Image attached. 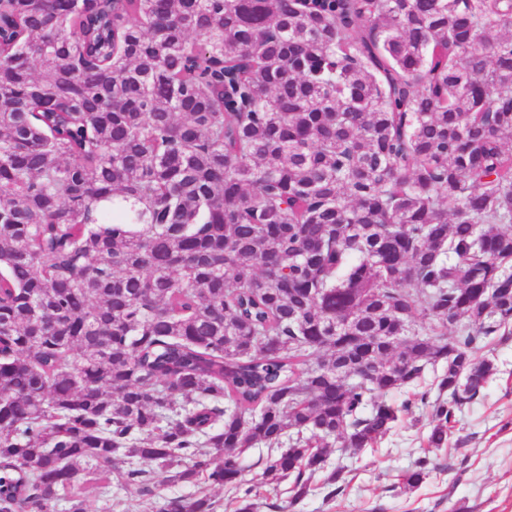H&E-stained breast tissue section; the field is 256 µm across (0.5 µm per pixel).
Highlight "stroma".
Returning <instances> with one entry per match:
<instances>
[{
	"mask_svg": "<svg viewBox=\"0 0 512 512\" xmlns=\"http://www.w3.org/2000/svg\"><path fill=\"white\" fill-rule=\"evenodd\" d=\"M493 359L495 374L483 396L463 410L447 446H429L431 409L419 406L373 448L354 455L333 448L327 468L340 473L337 496H329L318 481L296 503L287 482L278 497L268 496L260 485L268 450L262 445L249 449L242 459V484L251 489L256 512H512V340L499 345ZM424 456L438 462L439 470L417 489L402 492V475ZM101 486L88 476V512L108 507L113 512H158L159 499L118 487L107 498Z\"/></svg>",
	"mask_w": 512,
	"mask_h": 512,
	"instance_id": "35a3bbf8",
	"label": "stroma"
}]
</instances>
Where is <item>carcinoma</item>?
I'll list each match as a JSON object with an SVG mask.
<instances>
[{
  "instance_id": "obj_1",
  "label": "carcinoma",
  "mask_w": 512,
  "mask_h": 512,
  "mask_svg": "<svg viewBox=\"0 0 512 512\" xmlns=\"http://www.w3.org/2000/svg\"><path fill=\"white\" fill-rule=\"evenodd\" d=\"M511 338L512 0H0V512L298 499ZM95 475L87 476L84 491L88 499V512H105V508L112 505V512H158L160 500L139 495L135 489H121L115 484L112 486V501L105 504V497L101 491L103 482Z\"/></svg>"
}]
</instances>
